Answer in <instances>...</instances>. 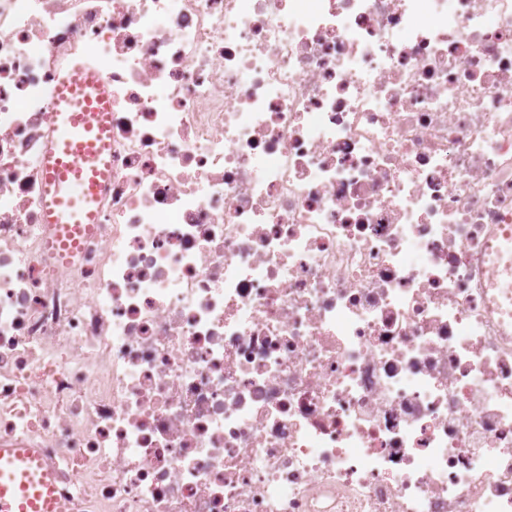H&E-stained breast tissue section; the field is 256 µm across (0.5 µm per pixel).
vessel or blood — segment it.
<instances>
[{"label":"vessel or blood","instance_id":"1","mask_svg":"<svg viewBox=\"0 0 512 512\" xmlns=\"http://www.w3.org/2000/svg\"><path fill=\"white\" fill-rule=\"evenodd\" d=\"M111 115V103L94 74L78 68L59 83L54 136L43 163L47 223L94 220L91 206L103 176L98 163L107 147ZM37 455L34 448L0 447V512H65L54 477Z\"/></svg>","mask_w":512,"mask_h":512}]
</instances>
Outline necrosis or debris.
I'll return each mask as SVG.
<instances>
[{
  "label": "necrosis or debris",
  "mask_w": 512,
  "mask_h": 512,
  "mask_svg": "<svg viewBox=\"0 0 512 512\" xmlns=\"http://www.w3.org/2000/svg\"><path fill=\"white\" fill-rule=\"evenodd\" d=\"M509 224L512 0H0V447L67 512H512ZM56 98L55 136L43 163L46 221L92 224L91 206L98 199L99 178H105L98 163L109 146L104 134L111 128L112 104L97 77L80 67L61 80Z\"/></svg>",
  "instance_id": "4bbe7bcc"
}]
</instances>
